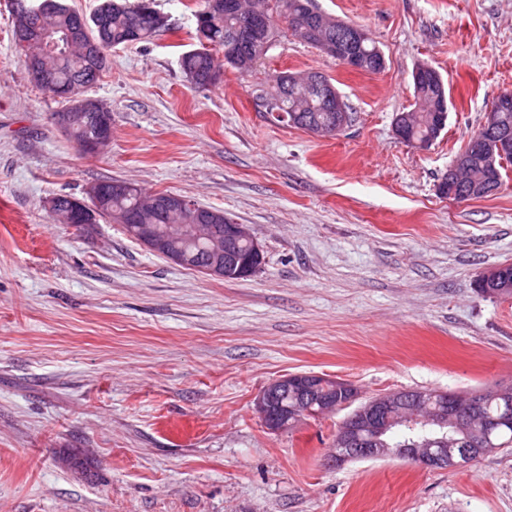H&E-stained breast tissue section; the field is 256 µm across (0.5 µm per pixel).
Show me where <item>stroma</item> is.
<instances>
[{"instance_id":"35a3bbf8","label":"stroma","mask_w":512,"mask_h":512,"mask_svg":"<svg viewBox=\"0 0 512 512\" xmlns=\"http://www.w3.org/2000/svg\"><path fill=\"white\" fill-rule=\"evenodd\" d=\"M382 49L378 74L281 38L249 76L201 89L180 68L201 0H156L167 27L112 48L83 96L112 111L107 154L54 124L0 0V512H512V448L426 470L399 458L334 467L348 410L271 432L269 382L314 373L360 400L403 389L512 385V297L477 280L512 263V167L493 196L437 192L485 112L512 92V0H316ZM421 63L443 76L445 130L402 143ZM332 79L352 111L321 137L257 112L255 83ZM130 181L223 210L263 247L222 280L99 220L46 203ZM408 115L407 113L400 112L396 115L395 122H394V130L395 134L398 137L399 140L402 142L416 148L419 150H427L429 149L436 139L441 134L443 128H444V120L439 124V126L436 128L435 132L429 136L428 138H424L421 140H415V139H408L406 137L405 131L408 127Z\"/></svg>"}]
</instances>
